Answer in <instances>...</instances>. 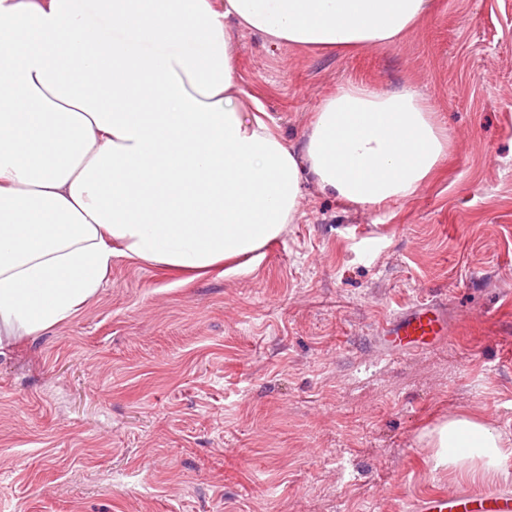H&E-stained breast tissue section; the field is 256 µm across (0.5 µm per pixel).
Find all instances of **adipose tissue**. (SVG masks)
<instances>
[{"mask_svg":"<svg viewBox=\"0 0 512 512\" xmlns=\"http://www.w3.org/2000/svg\"><path fill=\"white\" fill-rule=\"evenodd\" d=\"M427 5L0 0V348L76 315L118 253L239 273L297 219L306 180L361 206L411 198L450 146L417 91L342 85L298 149L262 105L237 106L233 37L351 53L402 39ZM428 438L435 467L474 483L502 471V437L477 415Z\"/></svg>","mask_w":512,"mask_h":512,"instance_id":"obj_1","label":"adipose tissue"}]
</instances>
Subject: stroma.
I'll use <instances>...</instances> for the list:
<instances>
[{
    "label": "stroma",
    "instance_id": "1",
    "mask_svg": "<svg viewBox=\"0 0 512 512\" xmlns=\"http://www.w3.org/2000/svg\"><path fill=\"white\" fill-rule=\"evenodd\" d=\"M240 101L288 142L337 87H413L451 148L417 193L348 205L312 182L247 273L125 257L71 319L0 350V512H407L462 487L426 427L503 439L512 488V0H430L399 42L304 52L243 32ZM448 309L388 357L389 315ZM448 328V313L437 301H424L389 316L377 331L378 341L394 353L425 350Z\"/></svg>",
    "mask_w": 512,
    "mask_h": 512
}]
</instances>
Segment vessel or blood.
<instances>
[{
	"label": "vessel or blood",
	"instance_id": "b4317fda",
	"mask_svg": "<svg viewBox=\"0 0 512 512\" xmlns=\"http://www.w3.org/2000/svg\"><path fill=\"white\" fill-rule=\"evenodd\" d=\"M447 328L448 316L442 304L424 301L391 314L380 326L377 339L393 353L425 350L437 343ZM411 512H512V491L456 489L413 501Z\"/></svg>",
	"mask_w": 512,
	"mask_h": 512
}]
</instances>
